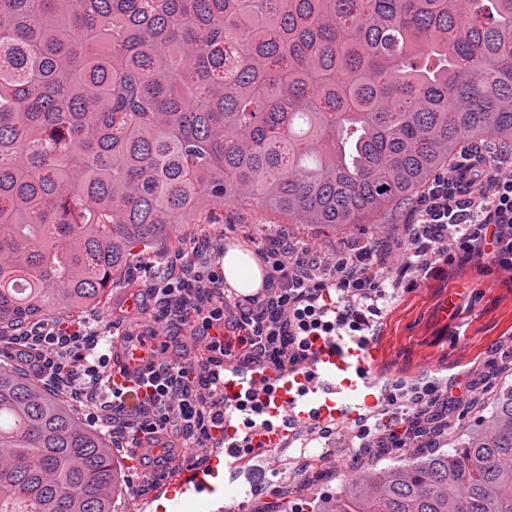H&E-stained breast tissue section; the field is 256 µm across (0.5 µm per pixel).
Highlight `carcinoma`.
I'll use <instances>...</instances> for the list:
<instances>
[{"mask_svg":"<svg viewBox=\"0 0 512 512\" xmlns=\"http://www.w3.org/2000/svg\"><path fill=\"white\" fill-rule=\"evenodd\" d=\"M512 142V0H0V338L212 205L362 224ZM112 436L0 366V512H113ZM322 512H512V387Z\"/></svg>","mask_w":512,"mask_h":512,"instance_id":"cac0c4a2","label":"carcinoma"}]
</instances>
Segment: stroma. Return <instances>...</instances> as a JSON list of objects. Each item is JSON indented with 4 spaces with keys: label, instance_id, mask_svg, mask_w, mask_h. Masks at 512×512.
Segmentation results:
<instances>
[{
    "label": "stroma",
    "instance_id": "1",
    "mask_svg": "<svg viewBox=\"0 0 512 512\" xmlns=\"http://www.w3.org/2000/svg\"><path fill=\"white\" fill-rule=\"evenodd\" d=\"M412 206H394L378 221L350 228L317 224H291L256 201L227 203L203 213L198 223L179 225V244L173 253H185L197 263L213 262L216 247L236 243L256 250L289 237L315 252L344 247L357 240L390 239L406 243ZM459 295V317L443 318L440 303L448 293ZM380 341L385 350L384 370L393 384L411 387L413 377L429 367L439 368L437 392L431 410L448 409V423L436 427L420 442L404 448H367L350 440H336V468L327 479L310 481L295 463L286 466L287 481L276 482L253 499L251 512H268L271 504L292 507L308 505L316 498L334 497L339 486L357 470L408 463L414 453L427 454L450 448L453 440L466 436L492 409L502 388L512 386V348H503L512 338V274L495 269L479 270L477 262L454 259L439 263L437 270L419 279L414 287L396 286L394 296L377 317ZM478 380L472 401L459 405L446 402L455 373Z\"/></svg>",
    "mask_w": 512,
    "mask_h": 512
}]
</instances>
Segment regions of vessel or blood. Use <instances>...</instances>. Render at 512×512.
Wrapping results in <instances>:
<instances>
[{
	"instance_id": "b4317fda",
	"label": "vessel or blood",
	"mask_w": 512,
	"mask_h": 512,
	"mask_svg": "<svg viewBox=\"0 0 512 512\" xmlns=\"http://www.w3.org/2000/svg\"><path fill=\"white\" fill-rule=\"evenodd\" d=\"M308 343L306 358L293 364L214 368L212 380L224 394V430L215 436L214 452L171 459L145 442L128 450L123 467L138 466L144 454H151L155 494L168 502L170 512H183L182 497L189 492L196 500L195 512H211L214 489L206 475L225 460L242 461L288 447L303 426L322 430L332 422L340 427L362 422L382 404L373 379L382 356L377 335L312 336ZM111 345L114 381L133 382L153 359L149 351H130L125 334L112 337Z\"/></svg>"
}]
</instances>
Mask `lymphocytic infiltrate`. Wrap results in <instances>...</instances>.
<instances>
[{"mask_svg": "<svg viewBox=\"0 0 512 512\" xmlns=\"http://www.w3.org/2000/svg\"><path fill=\"white\" fill-rule=\"evenodd\" d=\"M408 230L409 260L399 267L410 280L428 275L434 260L488 258L512 271V171L472 155L437 174L423 192ZM391 246L373 242L351 253L311 256L308 249L281 239L276 248L259 249L271 269L262 292L242 298L224 295V273L219 263L196 265L181 259L178 273L161 279L155 291L161 310L153 326L130 334L133 347L151 346L158 354L134 385L117 384L108 372L109 358L87 345L86 326L60 327L43 321L12 336L32 373L39 377L106 385L109 401L93 407L91 424L106 422L131 429L136 438L151 441L174 436L185 447L203 448L220 424L219 399L210 385L209 365L169 357L172 334L185 331L198 338L213 328L240 332V350L246 359L273 364L298 360L307 336H330L359 329L366 316L387 306L390 282L381 271L388 266ZM315 267L312 275L304 266ZM331 300H324V291ZM432 388L419 385L411 397L396 403L397 422L382 448H401L421 439L420 416Z\"/></svg>", "mask_w": 512, "mask_h": 512, "instance_id": "f902f5d3", "label": "lymphocytic infiltrate"}]
</instances>
